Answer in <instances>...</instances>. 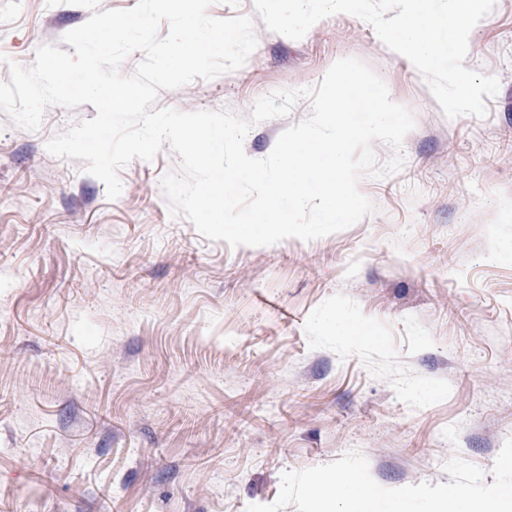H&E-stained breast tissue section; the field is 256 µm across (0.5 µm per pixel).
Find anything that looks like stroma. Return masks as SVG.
I'll use <instances>...</instances> for the list:
<instances>
[{"label":"stroma","mask_w":512,"mask_h":512,"mask_svg":"<svg viewBox=\"0 0 512 512\" xmlns=\"http://www.w3.org/2000/svg\"><path fill=\"white\" fill-rule=\"evenodd\" d=\"M208 14L253 17L256 49L158 107L246 117L355 57L415 116L405 164L361 177L376 209L345 230L233 248L171 217L170 149L122 168L111 200L82 160L46 148L92 105L50 107L34 131L0 112V512H247L276 500L284 471L354 449L387 488L449 482L457 453L492 484L512 437V0L464 61L500 81L483 118H447L355 16L293 40L253 0ZM89 16L0 0V81ZM310 112L303 99L253 126L247 155Z\"/></svg>","instance_id":"1"}]
</instances>
